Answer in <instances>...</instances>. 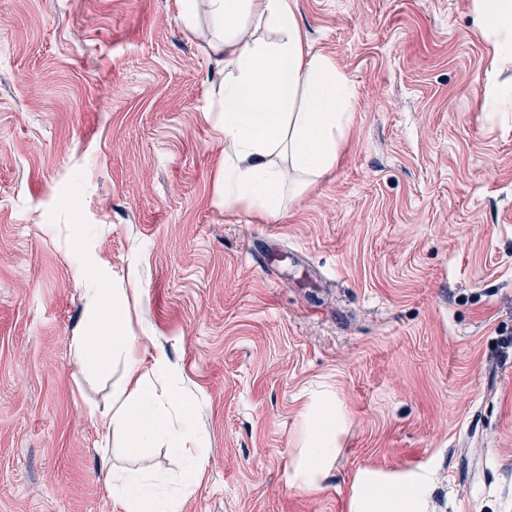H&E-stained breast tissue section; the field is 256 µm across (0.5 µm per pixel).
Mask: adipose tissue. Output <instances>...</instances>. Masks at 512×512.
<instances>
[{"mask_svg": "<svg viewBox=\"0 0 512 512\" xmlns=\"http://www.w3.org/2000/svg\"><path fill=\"white\" fill-rule=\"evenodd\" d=\"M215 26L210 46L222 68L224 93L217 128L224 139V207L266 217L282 212L284 195L299 196L331 171L352 122V91L336 66L311 54L296 23L292 0H208ZM473 23L490 43L494 57L512 53V0H474ZM102 289L89 288L90 324L74 344L88 371L104 356L122 363L120 384L96 417L118 433L130 456L146 457L155 441L166 442L178 494L148 495L145 471L111 473L112 497L126 512H179L202 472L200 454L191 452L189 420L173 390L164 359L141 365V344L133 336L126 289L102 303ZM311 447L295 477L313 487L336 453L340 418L316 408L310 420ZM423 482L403 479L375 485L360 476L355 512H419Z\"/></svg>", "mask_w": 512, "mask_h": 512, "instance_id": "ef3b65f1", "label": "adipose tissue"}]
</instances>
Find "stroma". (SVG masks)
<instances>
[{
    "instance_id": "obj_1",
    "label": "stroma",
    "mask_w": 512,
    "mask_h": 512,
    "mask_svg": "<svg viewBox=\"0 0 512 512\" xmlns=\"http://www.w3.org/2000/svg\"><path fill=\"white\" fill-rule=\"evenodd\" d=\"M348 80L335 168L281 216L224 208V75L178 0H0V512H124L134 468L73 345L88 288H137L203 475L180 512H350L361 471L425 512H512V87L473 0H294ZM94 270L75 275L77 263ZM316 404L336 457L293 481Z\"/></svg>"
}]
</instances>
